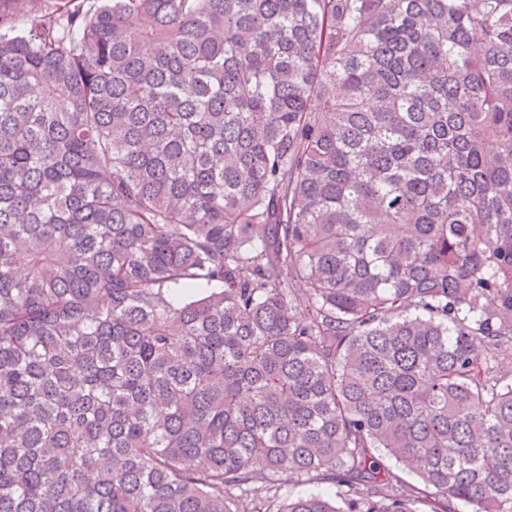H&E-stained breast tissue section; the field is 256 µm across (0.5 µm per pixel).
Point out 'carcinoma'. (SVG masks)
<instances>
[{
	"instance_id": "carcinoma-1",
	"label": "carcinoma",
	"mask_w": 512,
	"mask_h": 512,
	"mask_svg": "<svg viewBox=\"0 0 512 512\" xmlns=\"http://www.w3.org/2000/svg\"><path fill=\"white\" fill-rule=\"evenodd\" d=\"M11 2L0 512H512V0Z\"/></svg>"
}]
</instances>
